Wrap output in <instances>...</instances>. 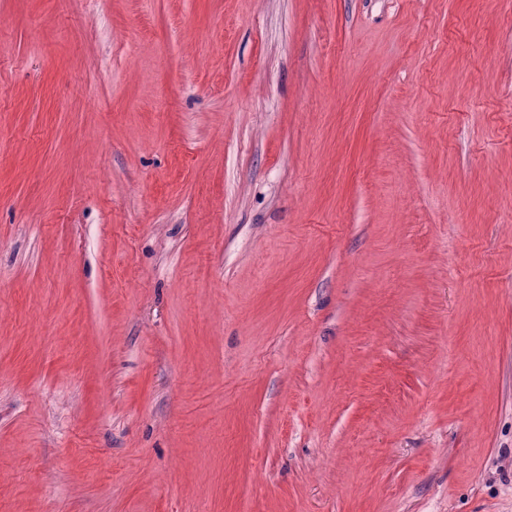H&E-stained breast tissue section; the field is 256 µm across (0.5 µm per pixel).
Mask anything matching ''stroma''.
<instances>
[{
    "mask_svg": "<svg viewBox=\"0 0 512 512\" xmlns=\"http://www.w3.org/2000/svg\"><path fill=\"white\" fill-rule=\"evenodd\" d=\"M0 512H512V0H0Z\"/></svg>",
    "mask_w": 512,
    "mask_h": 512,
    "instance_id": "1",
    "label": "stroma"
}]
</instances>
